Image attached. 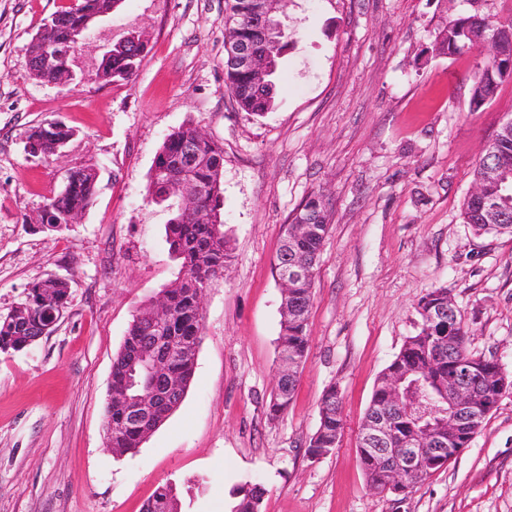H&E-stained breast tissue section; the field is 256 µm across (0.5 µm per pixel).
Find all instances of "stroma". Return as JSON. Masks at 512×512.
<instances>
[{"instance_id":"stroma-1","label":"stroma","mask_w":512,"mask_h":512,"mask_svg":"<svg viewBox=\"0 0 512 512\" xmlns=\"http://www.w3.org/2000/svg\"><path fill=\"white\" fill-rule=\"evenodd\" d=\"M70 0H0V316L56 274L70 305L54 331L0 354V512H143L176 488L181 512H228L260 484L261 512H512V390L456 458L406 497L370 490L358 437L377 379L419 322V298L447 289L473 354L512 373V235L473 233L461 216L484 146L512 118V80L470 108L478 58L436 52L449 19L512 18V0H282L290 40L264 115L225 82L227 0H122L86 34L77 70L140 34L132 76L61 88L35 79L27 49ZM76 132L66 152L27 150L33 126ZM193 123L224 149L232 260L206 289L202 341L181 406L132 454L104 442L112 360L132 317L175 279L170 208L146 201L164 138ZM97 173L78 223L43 231L38 214L65 170ZM330 229L315 270L309 350L295 396L269 410L282 290L283 226L310 195ZM344 430L313 460L324 391Z\"/></svg>"}]
</instances>
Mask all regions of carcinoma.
Returning <instances> with one entry per match:
<instances>
[{"instance_id": "carcinoma-1", "label": "carcinoma", "mask_w": 512, "mask_h": 512, "mask_svg": "<svg viewBox=\"0 0 512 512\" xmlns=\"http://www.w3.org/2000/svg\"><path fill=\"white\" fill-rule=\"evenodd\" d=\"M120 0H79L81 10L88 15H106L118 5ZM48 20L51 26H42L45 40L63 52L68 48L71 30L77 20L75 8L64 7L53 12ZM484 29L489 36L509 30L512 32V19L497 21L478 13L448 22L439 33L435 50L442 54L455 55L476 49L471 35ZM138 51L134 44L120 41L112 45V61L101 63L96 72L97 78L110 82L108 70L117 71L126 65V59ZM512 66V43L495 42L491 51L483 54L482 61L474 73L470 107L479 110L491 100L498 86L506 80L505 70ZM26 67L38 72V77L47 82L62 79L63 73L42 65L41 55L28 52ZM226 79L239 109L261 116L272 108L275 101V83L258 87L253 78L232 67H226ZM72 130L59 120H46L31 129L29 139L43 148L44 156H51L52 143L68 139ZM505 166L512 170V136L496 140L493 154L482 155L474 169L473 182L481 181L487 166ZM224 167V148L212 138L199 134L198 127L186 124L168 134L157 152L149 172L147 200L160 205L171 197V174L188 170L192 180L201 187V195L195 201L196 218L184 219L181 210H176L165 225L166 241L173 258L178 261L176 278L163 288L167 306L158 310L153 302H148L136 314L125 336L124 342L112 361V388L110 401L105 406V443L109 448H128L132 451L143 442V432L134 425H126L127 415L124 399L134 394L137 388L133 382L139 379L134 372L133 361L138 349L150 336L154 335L157 322L163 323L165 336L175 350L167 364L169 375L176 379L183 390H188L193 378L197 346L201 341L203 312L198 289L224 275V269L232 258L230 238L224 231V215L221 212V177ZM97 173L92 168H80L70 174L67 185L49 199L48 208L41 211L39 222L49 231H58L72 217L83 215L93 204L96 192ZM463 222L475 234L512 233V208L499 224H486L481 221L478 203L466 197L462 207ZM328 214L317 212L312 230L297 238L284 235L277 254L275 272H280V264L285 259L305 256L316 262L328 233ZM313 281L301 282L291 289L288 304L300 312L298 322L288 320V327L280 329L278 346L280 354L291 358L306 357L308 352L307 320L312 306ZM70 299V286L62 282L54 293L44 291V282L35 283L25 299L7 316L0 317V353L20 351L31 346L52 323V314L64 311ZM469 336L459 309H454L448 321L431 323L420 316L416 332L407 337L405 343L392 362L381 372L365 418H370L382 403L385 381L389 373L407 375V382L420 379H445L460 361L471 364L474 373L464 383L478 391L494 397V392L486 386L488 376L503 371L502 365L494 358L475 356L468 350ZM297 376L277 381L271 394L270 411L279 413L288 408L294 397ZM423 399L411 407L397 409L392 432L394 442L390 446L387 459H397L415 435L424 432L436 418L431 416L429 391L422 388ZM319 426L310 437L307 453L319 448L333 449L336 437L343 429L342 408L336 404V387H329L323 394L319 406ZM485 419L469 422L460 419L448 425L445 438L447 448L444 456L450 460L459 454V449L467 448L481 431ZM367 484L379 494L386 493V480L381 462L368 463L360 460ZM264 489L256 484H245L235 493V502L230 512H254L261 507ZM144 512H179L178 498L174 489L165 486L156 492L144 505Z\"/></svg>"}]
</instances>
